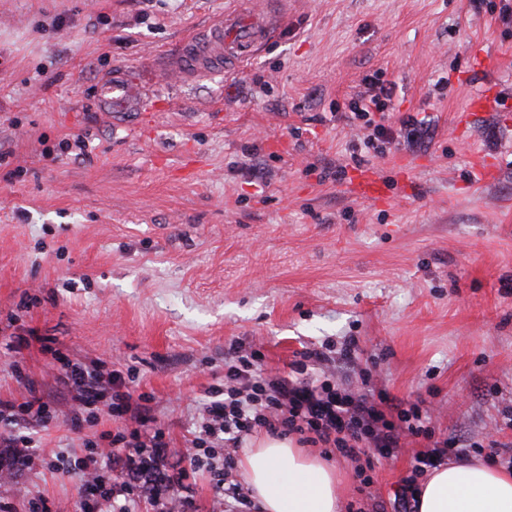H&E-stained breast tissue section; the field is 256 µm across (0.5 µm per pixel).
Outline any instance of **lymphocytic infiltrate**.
<instances>
[{
	"label": "lymphocytic infiltrate",
	"instance_id": "lymphocytic-infiltrate-1",
	"mask_svg": "<svg viewBox=\"0 0 512 512\" xmlns=\"http://www.w3.org/2000/svg\"><path fill=\"white\" fill-rule=\"evenodd\" d=\"M106 381L112 387V415L133 425L132 430L108 434V444L100 452L119 474L104 477L85 460L65 464L63 473L99 491L106 512H133L129 504L117 501L129 489H139L155 503L175 486L182 493L173 512H188L193 488L185 483L186 471L178 465L163 468L168 448L165 435L148 428L155 420L151 396H132L121 372H112ZM204 413L205 421L191 444L198 447L211 440L224 444V468L216 478L223 491L219 504L224 512H235L247 502L241 484L231 477L233 456L245 437L261 430L280 437L295 434L303 444L312 439L323 444L326 452L344 456L368 448L384 455L399 447L404 437H422L429 445L414 456L416 477L445 461L453 445L451 439H435L430 417L419 404L405 408L383 393L339 391L328 356L316 349L302 351L288 373L272 378L262 377L247 356L234 351L225 354L224 398L210 403Z\"/></svg>",
	"mask_w": 512,
	"mask_h": 512
}]
</instances>
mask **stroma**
Here are the masks:
<instances>
[{"label": "stroma", "instance_id": "obj_1", "mask_svg": "<svg viewBox=\"0 0 512 512\" xmlns=\"http://www.w3.org/2000/svg\"><path fill=\"white\" fill-rule=\"evenodd\" d=\"M239 6L0 0V399L52 415L0 512L93 498L54 467L118 423L106 385L98 423L73 428L69 365L132 371L174 450L237 345L268 372L324 351L338 387L424 400L436 437L512 459V0H262L274 35L245 67L168 70ZM116 69L153 85L143 111L100 112ZM373 79L395 106L371 114L383 136L351 110ZM367 174L372 198L351 190ZM425 446L326 458L341 512L364 475L398 512ZM199 458L188 481L212 512L224 450Z\"/></svg>", "mask_w": 512, "mask_h": 512}]
</instances>
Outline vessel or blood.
I'll use <instances>...</instances> for the list:
<instances>
[{
  "label": "vessel or blood",
  "mask_w": 512,
  "mask_h": 512,
  "mask_svg": "<svg viewBox=\"0 0 512 512\" xmlns=\"http://www.w3.org/2000/svg\"><path fill=\"white\" fill-rule=\"evenodd\" d=\"M271 34L262 12L252 11L247 19L241 11L227 12L208 33L185 40L179 52L172 55L170 68L188 78L223 69L228 60L243 63ZM100 101L107 112L137 111L144 104L145 90L117 74L102 83Z\"/></svg>",
  "instance_id": "b4317fda"
}]
</instances>
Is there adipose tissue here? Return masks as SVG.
<instances>
[{
    "label": "adipose tissue",
    "instance_id": "ef3b65f1",
    "mask_svg": "<svg viewBox=\"0 0 512 512\" xmlns=\"http://www.w3.org/2000/svg\"><path fill=\"white\" fill-rule=\"evenodd\" d=\"M258 512H339L336 473L318 456L261 434L240 461ZM417 512H512V469L475 458L429 471L416 492Z\"/></svg>",
    "mask_w": 512,
    "mask_h": 512
}]
</instances>
